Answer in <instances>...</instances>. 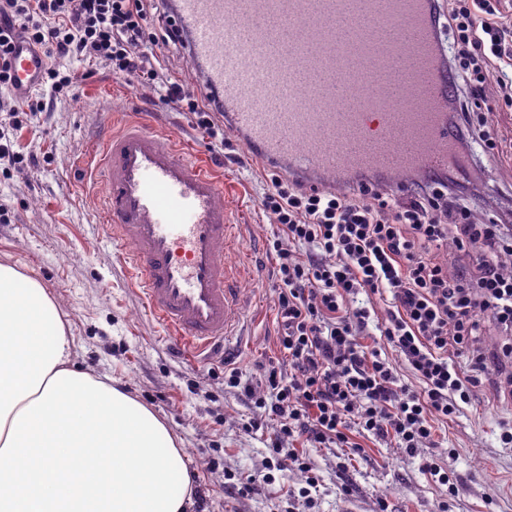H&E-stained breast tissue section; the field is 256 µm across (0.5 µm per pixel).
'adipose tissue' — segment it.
Instances as JSON below:
<instances>
[{
	"label": "adipose tissue",
	"instance_id": "adipose-tissue-1",
	"mask_svg": "<svg viewBox=\"0 0 512 512\" xmlns=\"http://www.w3.org/2000/svg\"><path fill=\"white\" fill-rule=\"evenodd\" d=\"M193 492L167 425L78 370L52 296L0 264V512H190Z\"/></svg>",
	"mask_w": 512,
	"mask_h": 512
}]
</instances>
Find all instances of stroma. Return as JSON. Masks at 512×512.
I'll use <instances>...</instances> for the list:
<instances>
[{
    "label": "stroma",
    "instance_id": "1",
    "mask_svg": "<svg viewBox=\"0 0 512 512\" xmlns=\"http://www.w3.org/2000/svg\"><path fill=\"white\" fill-rule=\"evenodd\" d=\"M62 66L77 76L73 96L54 101L49 86L35 88L34 97L50 99V107L16 135L17 150L39 156L38 166L0 176V206L10 217L0 223V263L25 269L54 298L82 368L110 378L167 423L195 484L209 490L192 512H269L274 505L280 512H378L382 501L388 512H512V447L498 440L500 422L512 420V403L498 401L489 385L463 414L435 425V455L454 473L455 491L423 474L421 455L363 434L354 437L362 453L350 457L339 448L298 443L321 477L314 510L288 495L300 472L288 470L264 484V442L272 429L243 430L254 409L242 388L225 387L224 368L237 367L244 385H256L262 365L288 366L277 345L276 257L267 249L276 226L260 205L268 169L251 160L229 163L240 150L236 136L212 149L189 114L162 105L136 78L118 79L102 63L75 58ZM492 109L504 152L476 159L479 204L473 212L483 223L499 224L512 219V99L497 100ZM138 113L222 170L230 186L224 200L246 227L248 301L238 343L225 354L188 360L168 347L163 327L144 310L118 263L121 246L97 221L99 194L79 161L104 131ZM228 475L243 483L259 480L262 487L230 495L223 490Z\"/></svg>",
    "mask_w": 512,
    "mask_h": 512
}]
</instances>
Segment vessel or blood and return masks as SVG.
Here are the masks:
<instances>
[{
	"instance_id": "obj_1",
	"label": "vessel or blood",
	"mask_w": 512,
	"mask_h": 512,
	"mask_svg": "<svg viewBox=\"0 0 512 512\" xmlns=\"http://www.w3.org/2000/svg\"><path fill=\"white\" fill-rule=\"evenodd\" d=\"M431 0H170L203 95L246 152L307 188L356 174L447 169L451 86ZM27 43L15 84L41 81ZM101 216L146 309L180 354L226 348L238 334L242 227L224 179L173 137L129 121L84 158Z\"/></svg>"
}]
</instances>
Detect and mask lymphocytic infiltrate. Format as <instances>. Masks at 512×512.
I'll return each instance as SVG.
<instances>
[{
    "label": "lymphocytic infiltrate",
    "instance_id": "1",
    "mask_svg": "<svg viewBox=\"0 0 512 512\" xmlns=\"http://www.w3.org/2000/svg\"><path fill=\"white\" fill-rule=\"evenodd\" d=\"M501 2L448 0L455 46L448 70L477 106L512 98ZM155 7V0H0V88L14 90V48L25 40L43 51V79L55 95L69 94L76 83L55 59L101 61L113 75L157 88L161 102L190 114L193 128L223 148L218 103L167 75L166 54L178 38L173 23L154 26ZM45 108L41 99H0L1 169L36 166V157L13 151L8 138ZM450 122L459 145L480 141L496 149L486 114L454 112ZM458 172L452 166L408 179L398 194L388 193L387 178L379 176L353 189L313 191L268 176L261 206L278 226L272 249L279 349L288 367L268 365L257 387L242 385L238 368L224 371L225 386L243 387L260 412L245 430L272 425L264 482L294 466L304 484L288 493L307 500L319 478L291 442L357 454L362 447L350 437L357 429L414 455L435 447V422L462 413L485 384L512 400V227L474 220L454 195ZM361 294L367 303L355 306ZM489 320L499 339L487 349L481 338ZM372 328L379 336L364 345ZM397 357L416 386L402 383Z\"/></svg>",
    "mask_w": 512,
    "mask_h": 512
}]
</instances>
